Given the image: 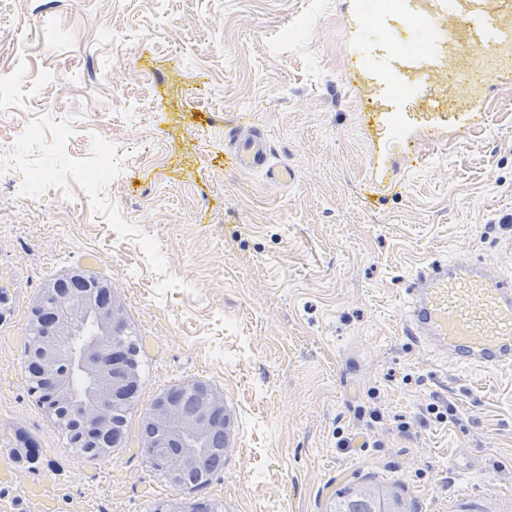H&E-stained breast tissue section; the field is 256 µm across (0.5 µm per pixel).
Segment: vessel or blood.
<instances>
[{"mask_svg": "<svg viewBox=\"0 0 512 512\" xmlns=\"http://www.w3.org/2000/svg\"><path fill=\"white\" fill-rule=\"evenodd\" d=\"M353 50L346 87L367 82L382 108L377 122L400 130L404 98L435 113L440 129L478 125L484 93L512 70V0H396L394 10L356 0L345 21ZM412 34L399 41L400 30ZM451 91L436 95V79ZM235 167L285 183L295 174L271 159L267 137L254 129L235 136ZM408 335L461 369L512 368V278L467 254L421 263L406 288ZM25 512H54L43 482L27 492Z\"/></svg>", "mask_w": 512, "mask_h": 512, "instance_id": "obj_1", "label": "vessel or blood"}]
</instances>
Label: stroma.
I'll list each match as a JSON object with an SVG mask.
<instances>
[{"label": "stroma", "mask_w": 512, "mask_h": 512, "mask_svg": "<svg viewBox=\"0 0 512 512\" xmlns=\"http://www.w3.org/2000/svg\"><path fill=\"white\" fill-rule=\"evenodd\" d=\"M340 2L0 0V84L14 96L0 137L32 123L45 136L0 184V449L21 432L36 441L55 512L201 496L224 512H333L352 481L403 512H512V371L467 372L427 351L403 329L401 293L418 258L464 252L512 275V86L442 143L411 98L404 136L364 126L366 99L343 88ZM104 24L116 47L96 43ZM60 122L75 130L64 144ZM246 126L267 132L294 180L232 166ZM381 158L402 164L383 194L370 169ZM103 159L116 177L85 197L81 174ZM59 171L63 188L19 193ZM143 237L165 267L140 253ZM71 270L109 279L142 338L131 431L171 386L205 381L223 396L228 453L202 492L163 482L134 443L87 460L35 403L22 363L31 309ZM431 403L456 414L438 420Z\"/></svg>", "instance_id": "stroma-1"}]
</instances>
